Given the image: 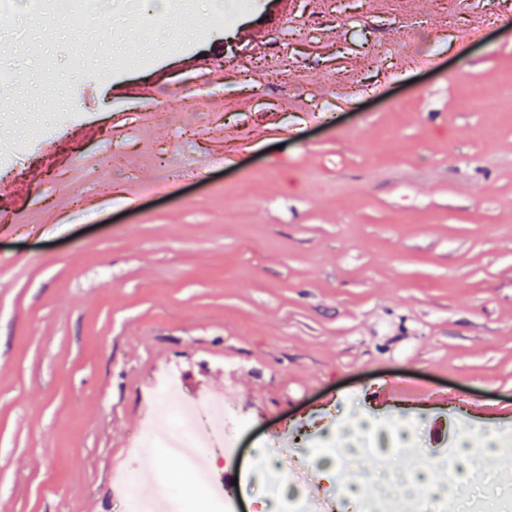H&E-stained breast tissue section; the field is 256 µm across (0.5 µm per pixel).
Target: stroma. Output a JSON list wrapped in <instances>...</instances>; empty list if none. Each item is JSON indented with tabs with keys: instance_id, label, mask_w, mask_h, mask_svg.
I'll list each match as a JSON object with an SVG mask.
<instances>
[{
	"instance_id": "35a3bbf8",
	"label": "stroma",
	"mask_w": 512,
	"mask_h": 512,
	"mask_svg": "<svg viewBox=\"0 0 512 512\" xmlns=\"http://www.w3.org/2000/svg\"><path fill=\"white\" fill-rule=\"evenodd\" d=\"M26 2L0 8V512H119L120 469L144 499L188 485L129 454L167 370L226 388L248 452L328 411L361 442L366 407L425 412L450 512H512V452L456 483L431 453L512 432L485 414L512 408V0H251L225 28L166 0L172 40L134 0L91 30Z\"/></svg>"
}]
</instances>
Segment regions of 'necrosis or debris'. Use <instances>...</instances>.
Returning <instances> with one entry per match:
<instances>
[{
	"instance_id": "obj_1",
	"label": "necrosis or debris",
	"mask_w": 512,
	"mask_h": 512,
	"mask_svg": "<svg viewBox=\"0 0 512 512\" xmlns=\"http://www.w3.org/2000/svg\"><path fill=\"white\" fill-rule=\"evenodd\" d=\"M157 389L176 395L180 409L192 428L195 447L184 455L183 462L187 473L201 480L203 486L196 505L189 506L173 500L167 479H160L156 493L165 512H244L246 501L253 499L254 491L259 487L275 501L277 512H448L447 498L419 493H394L381 498L341 494L314 500L297 491L296 485L302 475L320 467L327 458L341 467L363 453L381 458L386 453L395 452L405 456L409 462H417L423 450L418 446L414 432H398L390 417L379 414L371 417L378 430L374 441L366 447L354 446L344 429L321 427L313 431H289L285 445L294 451L290 467H282L271 456H264L246 472L241 495L225 496L223 479L210 472L209 467L213 458L235 462L242 454L238 436L227 427V421L234 412L233 405L220 396H187L179 392L175 377L169 374L158 378ZM113 484L115 495L123 502V512H152L158 503L130 494L126 473L115 474Z\"/></svg>"
}]
</instances>
